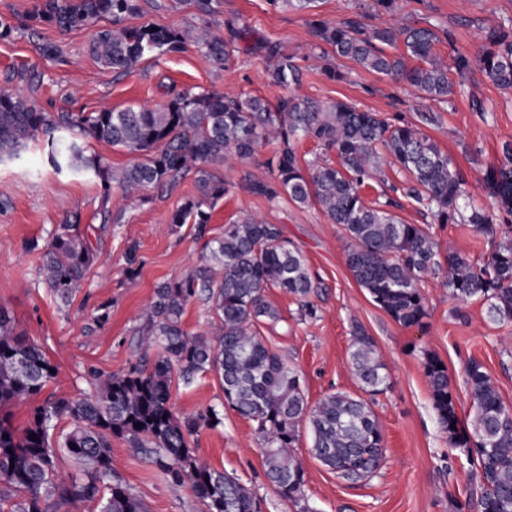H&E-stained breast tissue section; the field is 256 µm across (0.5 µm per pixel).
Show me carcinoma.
<instances>
[{
	"label": "carcinoma",
	"mask_w": 512,
	"mask_h": 512,
	"mask_svg": "<svg viewBox=\"0 0 512 512\" xmlns=\"http://www.w3.org/2000/svg\"><path fill=\"white\" fill-rule=\"evenodd\" d=\"M311 16L312 49L330 48L363 70L407 83L433 101L446 103L455 94L451 74L463 77L470 59L453 48L450 34L438 24L401 23L397 0H373L354 6L353 15L330 20L316 12L318 0H273ZM141 12L140 0H38L28 20L47 23L61 32L95 28L89 46L103 70L129 73L147 56L181 52L194 43L218 66L230 63L241 29L224 21L225 34L208 27L192 34L151 24L126 26ZM110 27H96L102 19ZM484 41L478 65L502 89H512V29L503 24L479 26ZM448 41L443 58L437 45ZM273 64L269 83L282 90L276 104L259 96L211 89L177 92L154 108H104L95 112H45L20 92L0 87V162L11 161L38 135L73 131L137 156L115 174L95 156L84 154L78 140L64 156L51 155L56 169L92 172L100 181V208L107 212L112 187L125 193L174 184L195 173V195L171 214L169 223L195 224L206 232L211 210L224 197V181L208 167L231 158H252L270 138L278 143L268 161L270 182L253 191L270 200L283 194L300 206L317 205L347 240L346 265L372 301L396 322L421 326L426 317L421 281L444 271L443 284L461 302L480 299L492 321L512 319V243L497 246L482 263L457 251L441 253L439 243L419 224H407L391 208L390 199L366 203L362 189L385 164L407 177L406 197L426 208L439 224H470L487 237L495 235L492 216L464 199V177L453 159L419 126L380 112L362 110L336 99L321 101L295 93L303 68L295 56L266 46ZM314 141L335 152L336 165L301 162L296 142ZM504 161L488 167L484 188L496 209L512 215V144L503 146ZM204 262L188 273L163 282L144 312L137 346L157 350L152 365H135L121 375L90 371L94 394L47 398L22 428L13 424V406L39 396L56 368L41 348L12 318L0 310V512H63L107 492L101 512H144L142 502L115 474L112 438L154 458L171 483L188 487L207 512H255L250 490L236 479L201 463L189 438L220 421L216 409L180 417L171 406L173 375L190 383L200 373L219 370L224 399L241 416L256 423L264 442L267 477L279 495L304 499L305 474L292 449L302 423L312 434L311 451L341 477L358 481L373 476L383 460V436L370 404L334 393L308 407L300 375L253 330L261 320L277 323L280 314L266 299L279 288L295 297L301 314L317 317L312 296L320 288L302 252L282 237L279 227L244 215L228 225L224 237L208 242ZM77 222L59 225L42 248L43 279L55 297L69 304L73 293L99 258ZM194 299L214 304L215 337L190 335L181 325L185 307ZM351 362L361 389L370 395L387 384L373 340L353 331ZM426 358L432 405L449 440L475 451L481 494L471 504L476 512H512V409L478 360L465 368L474 406L472 432L451 427L458 421L448 369ZM67 419L70 430L58 441L78 464L66 479L56 472L51 431Z\"/></svg>",
	"instance_id": "cac0c4a2"
}]
</instances>
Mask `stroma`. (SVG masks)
Instances as JSON below:
<instances>
[{
	"mask_svg": "<svg viewBox=\"0 0 512 512\" xmlns=\"http://www.w3.org/2000/svg\"><path fill=\"white\" fill-rule=\"evenodd\" d=\"M141 7L139 15L128 18V25L192 31L207 27L220 33L225 20L236 18L249 33L238 40L227 68L214 66L190 45L180 53L143 60L132 72L117 77L91 56L90 30L62 33L37 25L0 40V85L11 83L49 112L154 107L193 86L273 102L281 91L267 79V45H279L301 59L311 41L307 14L272 6L269 0H216L209 15L199 13L193 0H141ZM399 15L409 23L440 22L452 43L439 45V52L453 47L473 58L479 53L478 25L512 26V0H399ZM41 41L60 44L63 60L41 57L35 49ZM327 65L343 72V80L328 79L323 73ZM33 70L43 77L34 90L26 79ZM299 92L324 101L346 99L359 108L420 124L462 171L470 197L488 206L483 172L500 163L504 144L512 143V92L493 84L479 67L460 78L451 102L442 104L330 54L324 65L306 69ZM476 100L484 103V111L472 110ZM71 139L67 131L56 133L50 142L38 139L20 159L0 165V199L9 202L0 209V309L55 366L45 394H87L93 390L90 370L122 374L138 364L143 353L136 347V333L156 286L199 265L206 239L223 236L227 224L254 214L280 227L325 287L315 301L318 314L313 319L301 317L294 297L269 289L267 299L281 319L274 325L259 322L257 334L297 370L313 407L334 393L360 395L350 353L354 328H364L387 376L385 390L372 403L383 434L384 460L370 478L347 481L312 454L309 429L301 427L294 455L305 472V496L298 504L282 498L266 477L263 442L255 423L225 403L221 377L213 369L188 384L178 377L172 381L178 415L209 407L220 413V424L191 437L197 458L248 486L257 512H469L466 502L475 489L472 472L477 456L451 445L442 430L425 362L432 355L447 367L461 422H470L474 414L465 381V368L473 359L484 364L504 404L512 407V320L490 321L483 302H459L450 297L442 277L429 276L421 285L427 310L423 326L397 323L350 274L347 241L339 225L330 223L318 206L301 207L285 197L271 202L253 192V183L271 179L266 162L274 144L262 145L251 159L211 166L228 191L216 204L207 236L201 239L194 225L177 228L168 222L194 194V175L168 189L148 190L144 201L113 192L110 210L104 213L99 209V181L85 171H55L49 162L50 151L64 153ZM397 201L396 213L405 223L428 228L441 245L452 246L472 261H480L492 244L512 242L510 216L493 214L497 233L489 238L467 225L436 223L405 196ZM74 218L102 258L64 306L43 282L40 246L57 224ZM132 246L139 266L130 274L124 256ZM104 304L111 317L101 326L95 317ZM112 466L147 512H205L189 488L172 486L152 458L127 440L113 439Z\"/></svg>",
	"mask_w": 512,
	"mask_h": 512,
	"instance_id": "obj_1",
	"label": "stroma"
}]
</instances>
